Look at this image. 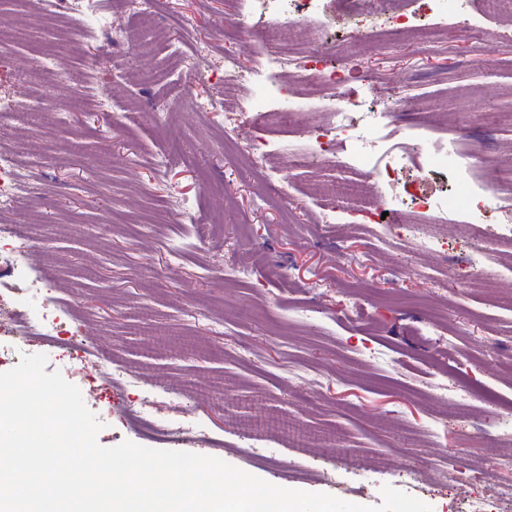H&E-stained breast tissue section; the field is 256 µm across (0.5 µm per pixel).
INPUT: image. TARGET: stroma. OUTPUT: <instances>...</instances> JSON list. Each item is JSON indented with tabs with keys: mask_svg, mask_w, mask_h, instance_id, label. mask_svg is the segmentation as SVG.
<instances>
[{
	"mask_svg": "<svg viewBox=\"0 0 512 512\" xmlns=\"http://www.w3.org/2000/svg\"><path fill=\"white\" fill-rule=\"evenodd\" d=\"M418 25L354 52L369 74L357 97H282L288 65L270 68L267 44L287 10L258 0H152L86 36L69 20L32 22L0 51V97L42 120L0 131V156L25 190L0 209L47 288L40 311L59 343L0 326V372L24 354L76 385L104 424L102 446L220 458L272 484L376 506L390 485L433 512H466L460 489L512 500V467L489 439L512 428V265L495 214L483 239L456 242L465 210L440 216L450 240L428 249L402 186L438 194L455 173L429 174L426 153L461 142L479 176L512 157V16L480 0H408ZM352 25L331 0L299 41L321 51ZM126 26L161 32L153 65L171 85H144ZM207 48L205 59L193 55ZM59 61L61 82L42 69ZM232 73L223 86L208 70ZM409 101L392 112L390 95ZM358 117L357 142L315 150L308 124L333 111ZM295 113L282 131L271 115ZM404 156L391 191L395 224H353L365 198L338 199L345 224L318 223L321 195L365 186ZM303 165H295V157ZM490 287H468L473 271ZM354 289L366 311L348 308ZM452 344L455 353L441 355ZM137 373L108 387L103 368Z\"/></svg>",
	"mask_w": 512,
	"mask_h": 512,
	"instance_id": "35a3bbf8",
	"label": "stroma"
}]
</instances>
